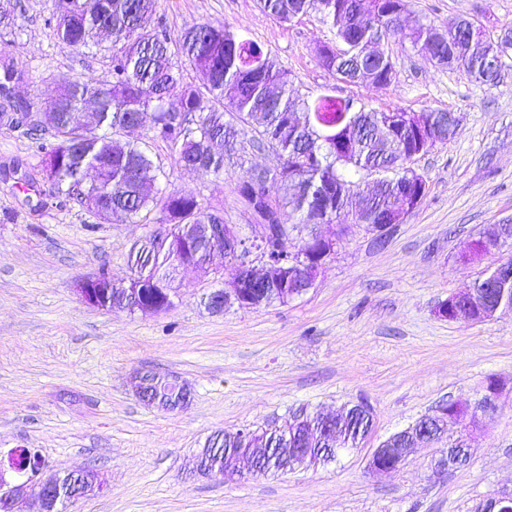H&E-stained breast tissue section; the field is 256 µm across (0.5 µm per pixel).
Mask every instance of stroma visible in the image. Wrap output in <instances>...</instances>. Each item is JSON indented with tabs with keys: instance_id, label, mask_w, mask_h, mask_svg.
Masks as SVG:
<instances>
[{
	"instance_id": "1",
	"label": "stroma",
	"mask_w": 512,
	"mask_h": 512,
	"mask_svg": "<svg viewBox=\"0 0 512 512\" xmlns=\"http://www.w3.org/2000/svg\"><path fill=\"white\" fill-rule=\"evenodd\" d=\"M23 3L12 25L0 24V47L30 72L21 97L41 104L58 75L108 70L112 36L78 52L62 48L47 25L53 0ZM411 9L444 29L466 17L493 36L512 35V0H412ZM156 16L173 38L201 23L229 26L270 52L305 98L331 86L377 110L451 112L459 125L411 161L428 193L385 243L352 228L301 296L220 314L206 306L215 282L191 267L181 269L167 312L85 304L77 282L102 273L128 280L130 248L149 228L103 221L55 194L31 140L0 125V170L17 165L29 179H0V454L33 449L46 476L96 469L103 492L68 512H473L487 495L512 492V401L470 439L460 468L438 469L434 443L414 448L394 471L368 467L380 442L439 403L473 407L488 379L512 382V311L484 323L436 313L512 257L506 248L459 259L488 225L512 217V47L497 83L484 86L392 35L381 49L395 79L372 88L318 65L317 48L335 43L336 32L315 16L284 23L257 0H157ZM150 154L160 186L241 225L251 216L238 184L250 168L276 163L246 142L218 176L184 170L160 142ZM143 370L185 379L189 406L165 412L141 401L130 379ZM359 403L371 408L373 434L332 464L234 480L196 471L199 450L217 432L281 425L301 407L336 414Z\"/></svg>"
}]
</instances>
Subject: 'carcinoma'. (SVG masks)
I'll list each match as a JSON object with an SVG mask.
<instances>
[{
  "label": "carcinoma",
  "mask_w": 512,
  "mask_h": 512,
  "mask_svg": "<svg viewBox=\"0 0 512 512\" xmlns=\"http://www.w3.org/2000/svg\"><path fill=\"white\" fill-rule=\"evenodd\" d=\"M260 8L282 22L314 12L321 23L336 29V36L353 43L386 37L395 26L386 19L382 0H259ZM373 14L375 23L360 27V9ZM156 0H54L48 19L56 42L79 50L102 30L125 32L112 48L111 68L101 78L80 79L63 74L49 102L57 113L50 129L25 124L38 104L19 98L15 90L28 81L6 54H0V120H5L37 144L45 178L54 191L110 222L120 216L131 224H174L177 245L163 247L153 234L137 240L128 261L131 278L142 283L145 299H155L160 289L174 282L179 266L206 261L214 243L204 224L224 223V214L213 212L199 200L166 188L141 191L144 180H156L160 166L144 148L143 139L161 141L181 167L197 163L200 171L224 173V156L237 152L239 125L252 127V147L272 153L273 168L254 170L238 186L241 199L259 209L262 219L279 223L288 247L299 252L319 250L311 224L313 215L340 222L356 211L372 226L389 211L397 194L415 192L403 154L428 152L427 139L436 132L445 112L421 113L428 128L395 121L386 110L367 107L362 101L324 93L312 101L299 98L289 85L288 73L255 42L244 40L226 26L209 23L184 30L171 38L155 21ZM413 46L431 50L441 67H462L483 85L497 82L492 62L499 42L478 28L464 41L438 39L432 21L416 19L408 31ZM318 64L334 78L364 83L358 75V50L336 54L322 45ZM201 71L206 82L198 87L183 82L186 67ZM378 80H389L394 64L387 56L370 64ZM303 113L300 127L285 128L286 116ZM150 116L143 134L115 145V136L130 126L134 116ZM364 173L383 174L374 190L362 188ZM292 187L279 197L276 185ZM297 221L281 222L284 208ZM259 307L285 304L282 285L263 292L250 288ZM145 389L166 411L179 409L167 386L153 373L144 375ZM372 430L371 409L363 404L348 408L336 418L334 434L317 428L288 431V444L280 433L261 430L247 435L225 431L210 438L217 459L246 453L250 448H331L340 441L356 448V440ZM288 455L260 459L256 475L286 473Z\"/></svg>",
  "instance_id": "obj_1"
}]
</instances>
